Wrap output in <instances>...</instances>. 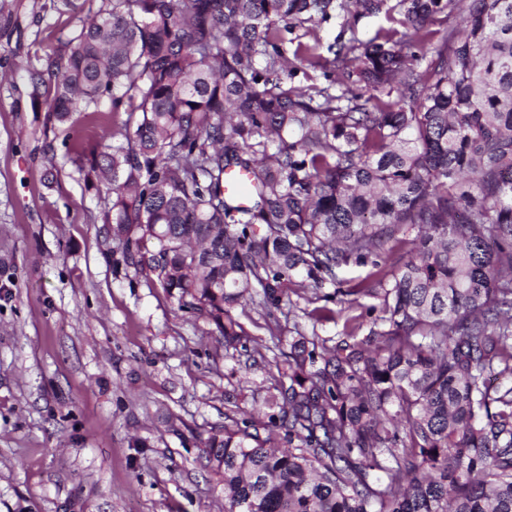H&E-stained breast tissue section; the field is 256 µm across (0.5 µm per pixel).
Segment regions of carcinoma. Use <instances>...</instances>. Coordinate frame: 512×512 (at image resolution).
<instances>
[{"label": "carcinoma", "instance_id": "1", "mask_svg": "<svg viewBox=\"0 0 512 512\" xmlns=\"http://www.w3.org/2000/svg\"><path fill=\"white\" fill-rule=\"evenodd\" d=\"M461 2L101 0L29 71L60 123L106 100L126 115L123 141L74 159L112 193L116 267L226 349L246 348L236 306L291 309L404 251L336 290L380 300L369 336L320 346L294 325L265 419L205 440L224 512H512V387L487 383L512 376V0ZM333 12L390 26L330 60L288 52ZM297 60L328 83L288 84ZM377 259L380 263L381 269L385 271H391L394 269L392 262L386 255L382 258H372ZM379 268H373L371 265V261L368 262L366 266H350L342 269L338 272V278L342 281V285L340 288L346 289L350 288L355 282L365 278L370 272L376 271Z\"/></svg>", "mask_w": 512, "mask_h": 512}]
</instances>
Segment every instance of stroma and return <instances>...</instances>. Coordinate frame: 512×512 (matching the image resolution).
<instances>
[{
	"label": "stroma",
	"mask_w": 512,
	"mask_h": 512,
	"mask_svg": "<svg viewBox=\"0 0 512 512\" xmlns=\"http://www.w3.org/2000/svg\"><path fill=\"white\" fill-rule=\"evenodd\" d=\"M86 18L0 0V512H224L202 443L234 409L260 416L294 325L236 307L250 339L229 354L214 326L114 266L107 187L72 158L125 116L58 123L28 79ZM386 24L335 15L313 32L324 50Z\"/></svg>",
	"instance_id": "stroma-1"
}]
</instances>
